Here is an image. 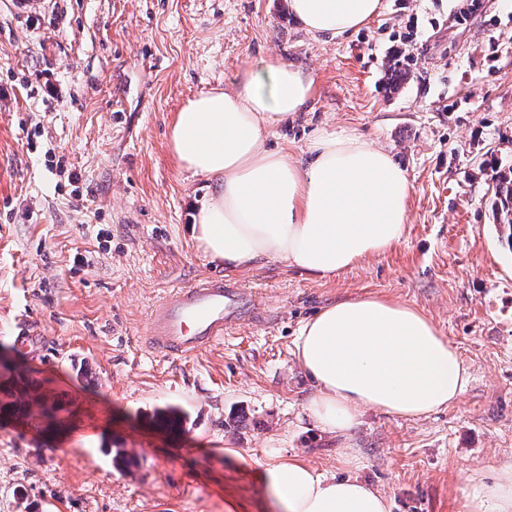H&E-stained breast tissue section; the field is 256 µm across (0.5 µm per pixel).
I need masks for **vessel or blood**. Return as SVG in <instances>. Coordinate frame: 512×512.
I'll use <instances>...</instances> for the list:
<instances>
[{
    "mask_svg": "<svg viewBox=\"0 0 512 512\" xmlns=\"http://www.w3.org/2000/svg\"><path fill=\"white\" fill-rule=\"evenodd\" d=\"M257 297L211 276L191 287L171 290L155 307L146 342L164 355H189L223 339L234 325L249 317Z\"/></svg>",
    "mask_w": 512,
    "mask_h": 512,
    "instance_id": "vessel-or-blood-1",
    "label": "vessel or blood"
}]
</instances>
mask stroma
Wrapping results in <instances>:
<instances>
[{
  "mask_svg": "<svg viewBox=\"0 0 512 512\" xmlns=\"http://www.w3.org/2000/svg\"><path fill=\"white\" fill-rule=\"evenodd\" d=\"M382 0L339 39L288 0H0V360L65 403L58 425L0 423V512H281L262 465L297 456L380 490L391 512H465L512 462V254L493 225L494 167L512 165V0ZM410 75L385 81L409 18ZM277 58L313 97L267 145L303 157L322 131L391 150L414 185L402 239L328 280L275 261L225 269L193 239L209 182L170 129L198 94ZM213 274L258 291L256 320L187 357L148 348L155 304ZM371 295L428 315L470 375L447 409L366 411L350 438L304 406L302 324ZM40 345L15 343L20 325ZM189 416L156 428L154 407ZM128 464L115 465L112 449Z\"/></svg>",
  "mask_w": 512,
  "mask_h": 512,
  "instance_id": "obj_1",
  "label": "stroma"
}]
</instances>
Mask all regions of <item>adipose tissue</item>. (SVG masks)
<instances>
[{"label": "adipose tissue", "mask_w": 512, "mask_h": 512, "mask_svg": "<svg viewBox=\"0 0 512 512\" xmlns=\"http://www.w3.org/2000/svg\"><path fill=\"white\" fill-rule=\"evenodd\" d=\"M307 32L335 39L360 28L381 0H289ZM313 81L275 59L211 90L177 113L170 142L179 166L212 183L191 226L210 261L234 270L261 260L324 279L385 251L406 229L413 185L389 150L359 134L318 133L306 160L266 148L270 127L302 111ZM296 356L315 386L307 412L349 437L363 410L421 418L462 395L468 370L422 311L379 297L327 305L301 327ZM286 512H389L379 490L328 477L299 457L266 466ZM466 512H512V464L479 483Z\"/></svg>", "instance_id": "ef3b65f1"}]
</instances>
